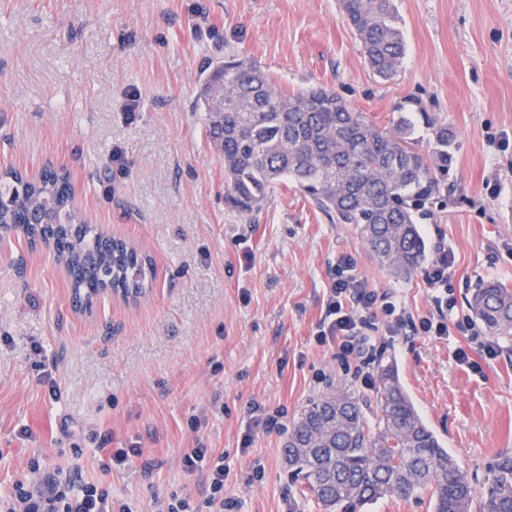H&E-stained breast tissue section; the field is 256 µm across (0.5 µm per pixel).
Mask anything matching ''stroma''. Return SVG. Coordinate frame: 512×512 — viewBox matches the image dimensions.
I'll list each match as a JSON object with an SVG mask.
<instances>
[{
  "mask_svg": "<svg viewBox=\"0 0 512 512\" xmlns=\"http://www.w3.org/2000/svg\"><path fill=\"white\" fill-rule=\"evenodd\" d=\"M406 54L378 79L338 0H0V168L52 166L73 177L89 223L135 242L155 267L137 302L98 300L76 311L51 246L10 243L0 258V490L46 468L111 486L133 512L172 498L205 507L206 475L184 449L224 455L235 512H324L291 482L287 429L314 397L345 384L376 413L377 390L316 340L332 265L352 257L369 287L408 316L376 339L421 416L477 480L512 449V337L486 355L468 337L423 335L432 312L426 269L400 278L380 267L349 224L291 182L259 213L225 200L224 161L196 104L206 69L232 52L291 92L335 91L383 127L413 99L455 132L448 196L420 231L455 257L461 317L483 282L512 286V0H397ZM139 105L127 114L130 94ZM467 346L477 369L456 363ZM282 412L283 431L260 421ZM143 448L103 472L98 448Z\"/></svg>",
  "mask_w": 512,
  "mask_h": 512,
  "instance_id": "obj_1",
  "label": "stroma"
}]
</instances>
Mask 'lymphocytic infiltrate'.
<instances>
[{
  "instance_id": "obj_1",
  "label": "lymphocytic infiltrate",
  "mask_w": 512,
  "mask_h": 512,
  "mask_svg": "<svg viewBox=\"0 0 512 512\" xmlns=\"http://www.w3.org/2000/svg\"><path fill=\"white\" fill-rule=\"evenodd\" d=\"M453 268L452 253L445 246H438L426 275L428 286L435 292V310L419 321L423 335L448 336L456 332L465 336L473 330L467 319L459 317L456 300L448 294ZM327 316L317 332L318 342H332L338 360L351 355L358 357L356 375L363 385H371L374 349L371 335L398 334L405 317L397 299L390 292L368 287L354 259L342 256L333 270ZM181 463L191 473L206 470L207 505L218 506L220 512H232L233 501L224 497V462L214 459L212 449H187ZM29 472V477L16 482L10 493L0 494V512H130L127 506H114L107 489L82 481L64 469L47 472L34 459L29 463Z\"/></svg>"
}]
</instances>
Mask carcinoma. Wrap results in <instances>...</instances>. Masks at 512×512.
I'll use <instances>...</instances> for the list:
<instances>
[{
  "instance_id": "cac0c4a2",
  "label": "carcinoma",
  "mask_w": 512,
  "mask_h": 512,
  "mask_svg": "<svg viewBox=\"0 0 512 512\" xmlns=\"http://www.w3.org/2000/svg\"><path fill=\"white\" fill-rule=\"evenodd\" d=\"M375 75L394 79L405 43L396 0H339ZM198 101L224 158L226 198L251 216L274 187L294 183L334 224H352L370 255L399 276L425 263L417 224L445 187L454 158L448 124L427 120L428 146L415 136L412 110H396L383 128L365 110L317 85L288 93L254 61L228 55L204 77ZM29 225V241L52 242L67 259L75 299L88 304L101 289L140 295L152 282L148 256L95 231L75 207L65 173L31 181L8 174L0 185V225ZM469 306L488 332L512 336V290L495 280L475 289ZM380 414L338 387L309 401L284 446L291 478L327 510L358 512L385 496H428L433 512H512V449L496 455L476 487L421 418L394 365L378 370Z\"/></svg>"
}]
</instances>
